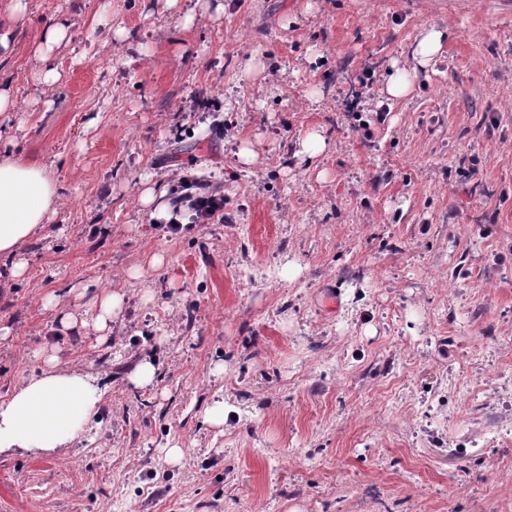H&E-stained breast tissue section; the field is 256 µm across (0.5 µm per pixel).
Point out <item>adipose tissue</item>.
<instances>
[{
    "label": "adipose tissue",
    "mask_w": 512,
    "mask_h": 512,
    "mask_svg": "<svg viewBox=\"0 0 512 512\" xmlns=\"http://www.w3.org/2000/svg\"><path fill=\"white\" fill-rule=\"evenodd\" d=\"M446 39V30H422L412 50L414 69H396L387 94L410 95L417 71L430 66ZM60 190L50 165L22 162L0 148V257L12 262L9 277L23 275L17 255L58 216ZM102 397L96 378L61 367L55 356L45 357L39 374L0 400V455L61 452L97 415Z\"/></svg>",
    "instance_id": "obj_1"
}]
</instances>
